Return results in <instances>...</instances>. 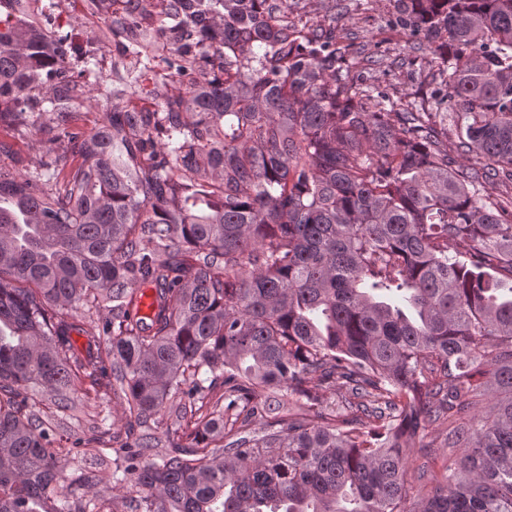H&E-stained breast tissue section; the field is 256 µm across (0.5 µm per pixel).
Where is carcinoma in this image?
<instances>
[{
	"instance_id": "cac0c4a2",
	"label": "carcinoma",
	"mask_w": 512,
	"mask_h": 512,
	"mask_svg": "<svg viewBox=\"0 0 512 512\" xmlns=\"http://www.w3.org/2000/svg\"><path fill=\"white\" fill-rule=\"evenodd\" d=\"M399 2L410 108L288 0H125L81 135L64 41L0 0V127L80 158L0 167V512H106L87 457L130 512H512V0Z\"/></svg>"
}]
</instances>
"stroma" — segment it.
<instances>
[{
    "label": "stroma",
    "mask_w": 512,
    "mask_h": 512,
    "mask_svg": "<svg viewBox=\"0 0 512 512\" xmlns=\"http://www.w3.org/2000/svg\"><path fill=\"white\" fill-rule=\"evenodd\" d=\"M28 8L33 21L45 13L58 18L54 33L64 37L70 74L81 85L78 124L85 133L94 132L104 121L103 109L95 88L86 85L83 69L93 67L102 79L111 80L110 62L118 44L102 0H30ZM288 12L307 29L334 28L337 39L362 57L360 79L386 87L403 103L420 101L433 87L437 68L429 44L423 38L407 39L395 27L397 0H288ZM41 123L31 117L21 133L0 127V141L11 148L0 155L1 166L21 174L39 166L46 153Z\"/></svg>",
    "instance_id": "35a3bbf8"
}]
</instances>
